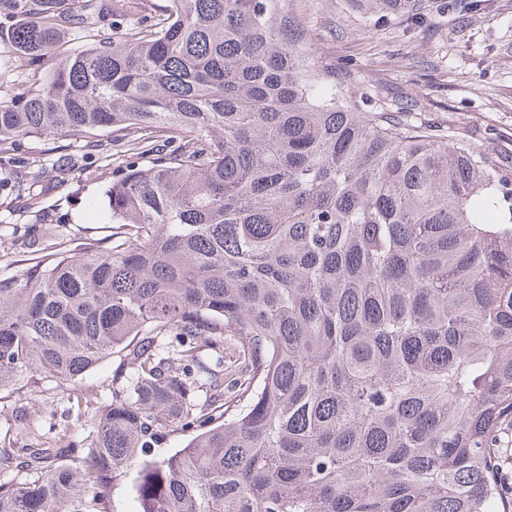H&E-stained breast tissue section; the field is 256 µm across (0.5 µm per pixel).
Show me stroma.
<instances>
[{"mask_svg": "<svg viewBox=\"0 0 512 512\" xmlns=\"http://www.w3.org/2000/svg\"><path fill=\"white\" fill-rule=\"evenodd\" d=\"M289 8L318 53L350 63L353 95L369 93L366 110L413 112L418 121L485 149L512 173V0H483L478 11L427 10L422 18L364 15L352 0H290ZM83 141L33 139L18 155L27 193L0 195V273L16 274L20 237L47 218L66 223L71 250L109 233L102 191L112 181V153L83 156L79 169L50 183L40 161L60 159ZM117 359L107 358L80 382L58 386L29 379L0 391V448L24 455L68 439L85 447L112 397Z\"/></svg>", "mask_w": 512, "mask_h": 512, "instance_id": "1", "label": "stroma"}]
</instances>
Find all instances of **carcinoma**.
<instances>
[{
    "label": "carcinoma",
    "mask_w": 512,
    "mask_h": 512,
    "mask_svg": "<svg viewBox=\"0 0 512 512\" xmlns=\"http://www.w3.org/2000/svg\"><path fill=\"white\" fill-rule=\"evenodd\" d=\"M289 2L168 0L159 25L144 0H0L11 70L52 63L0 102V153L108 132L122 156L104 242L30 224L0 276V390L120 359L70 463L17 483L47 450L0 451V512L118 487L139 512H512V176L365 111Z\"/></svg>",
    "instance_id": "obj_1"
}]
</instances>
